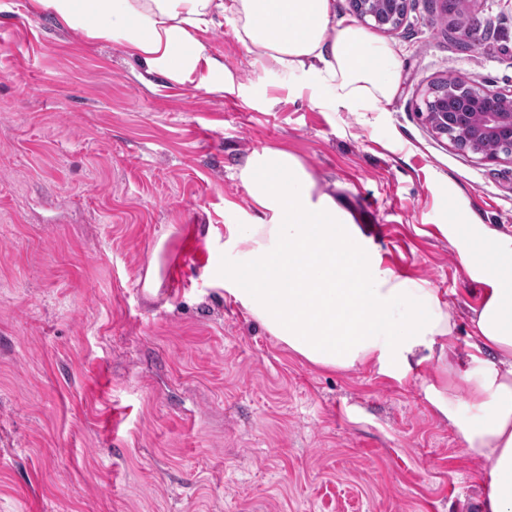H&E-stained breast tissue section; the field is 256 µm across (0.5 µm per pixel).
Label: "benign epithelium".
<instances>
[{"instance_id":"benign-epithelium-1","label":"benign epithelium","mask_w":512,"mask_h":512,"mask_svg":"<svg viewBox=\"0 0 512 512\" xmlns=\"http://www.w3.org/2000/svg\"><path fill=\"white\" fill-rule=\"evenodd\" d=\"M408 0H353L361 25L392 30L403 20ZM494 96L503 107L488 111L484 99ZM424 104L425 120L432 131L450 141L464 154L480 156L485 162H512V94H493L458 79L450 87L429 88Z\"/></svg>"}]
</instances>
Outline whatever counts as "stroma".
<instances>
[{"instance_id": "1", "label": "stroma", "mask_w": 512, "mask_h": 512, "mask_svg": "<svg viewBox=\"0 0 512 512\" xmlns=\"http://www.w3.org/2000/svg\"><path fill=\"white\" fill-rule=\"evenodd\" d=\"M369 35L399 88L350 112L256 64L229 22L177 81L0 0V512H481L485 466L426 397L439 362L322 369L224 297L246 264L224 250L250 211L236 170L285 149L385 266L447 299L464 351L480 286L444 227L512 235V163L456 151L419 106L455 76L512 91V0H410Z\"/></svg>"}]
</instances>
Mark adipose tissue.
<instances>
[{"mask_svg": "<svg viewBox=\"0 0 512 512\" xmlns=\"http://www.w3.org/2000/svg\"><path fill=\"white\" fill-rule=\"evenodd\" d=\"M35 2L176 79L189 75L204 52L200 33L229 21L257 64L303 78L317 91V104L375 112L397 93L393 50L356 23L337 21L333 0ZM236 177L252 213L226 225L224 248L248 264L225 273V298L321 368L376 363L404 374L446 361L456 383L431 381L428 398L486 467L482 512H512V236L478 224L467 236L448 227L459 265L483 287L466 350L450 362L447 301L385 266L379 244L345 199L319 187L298 156L254 150ZM460 385L466 395L457 393Z\"/></svg>", "mask_w": 512, "mask_h": 512, "instance_id": "adipose-tissue-1", "label": "adipose tissue"}]
</instances>
